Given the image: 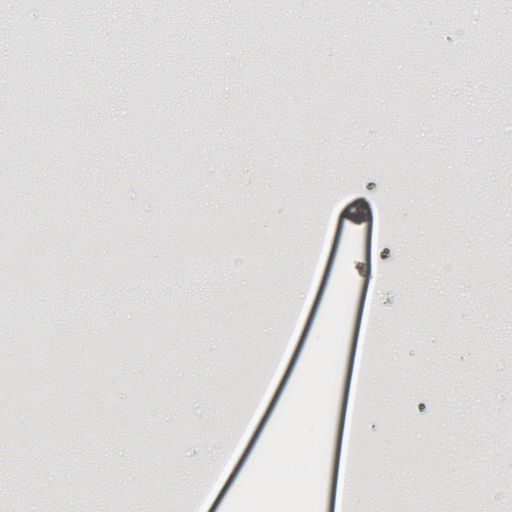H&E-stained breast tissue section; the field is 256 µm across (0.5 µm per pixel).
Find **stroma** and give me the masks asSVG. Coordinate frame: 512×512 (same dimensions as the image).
<instances>
[{
    "label": "stroma",
    "instance_id": "obj_1",
    "mask_svg": "<svg viewBox=\"0 0 512 512\" xmlns=\"http://www.w3.org/2000/svg\"><path fill=\"white\" fill-rule=\"evenodd\" d=\"M72 0L50 22L33 0H0V153L29 151L31 200L7 213L20 246L51 266L54 290L0 264V296L43 314L0 322V364L27 369L19 344L68 323L70 362L42 406L0 391V414L29 433L0 445V512H195L224 443L291 312L312 248L317 294L288 356L291 388L310 346L349 231L354 294L329 448L339 454L371 336L364 512H443L448 493L512 512V56L468 36L436 54L431 0ZM395 20L408 37L386 45ZM44 48L20 53L17 23ZM174 187L188 206L162 208ZM468 209H445V188ZM321 201L339 199L315 241ZM394 224L381 233L383 209ZM246 220L251 244L198 232ZM135 270L117 280L112 269ZM497 267L489 279L480 267ZM125 329L142 347L103 371L93 350Z\"/></svg>",
    "mask_w": 512,
    "mask_h": 512
}]
</instances>
